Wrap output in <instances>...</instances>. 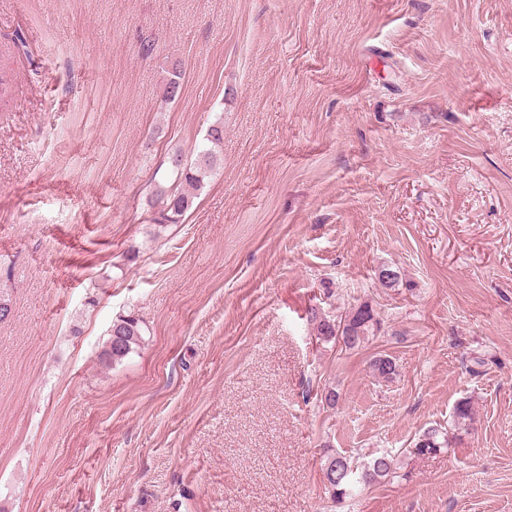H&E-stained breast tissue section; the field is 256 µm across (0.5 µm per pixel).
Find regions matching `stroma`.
Returning a JSON list of instances; mask_svg holds the SVG:
<instances>
[{
  "label": "stroma",
  "mask_w": 512,
  "mask_h": 512,
  "mask_svg": "<svg viewBox=\"0 0 512 512\" xmlns=\"http://www.w3.org/2000/svg\"><path fill=\"white\" fill-rule=\"evenodd\" d=\"M0 298V512H512V0H0ZM385 451L330 500L327 454ZM206 144L199 151L194 162L188 163L181 154H175L171 159H177L178 164L169 166L159 179L154 177L152 201L157 207L155 224H179L185 213L193 207L205 184V178L210 171L218 166L219 152L216 150L224 143V123L218 119L207 130ZM329 313L317 306L312 307L310 312V320L314 323L317 336L323 341L342 340L346 348L353 349L370 334L374 336L375 330H378L379 320L367 304L348 312L344 317ZM143 332L144 327L137 316L132 313L119 315L110 327L104 359L117 362L127 357L139 345ZM414 447L413 451L417 455L435 453L448 447V435L441 425H432L419 434ZM395 470L394 458L388 452L373 456L361 468L352 456L334 453L324 460L323 484L333 502H342L356 493L360 483L394 478Z\"/></svg>",
  "instance_id": "35a3bbf8"
}]
</instances>
